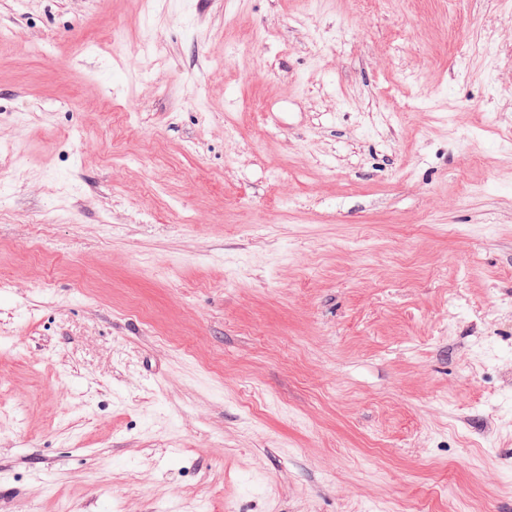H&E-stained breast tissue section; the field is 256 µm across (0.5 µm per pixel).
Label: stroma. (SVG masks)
Here are the masks:
<instances>
[{
	"label": "stroma",
	"mask_w": 512,
	"mask_h": 512,
	"mask_svg": "<svg viewBox=\"0 0 512 512\" xmlns=\"http://www.w3.org/2000/svg\"><path fill=\"white\" fill-rule=\"evenodd\" d=\"M7 512H512V7L0 0Z\"/></svg>",
	"instance_id": "1"
}]
</instances>
